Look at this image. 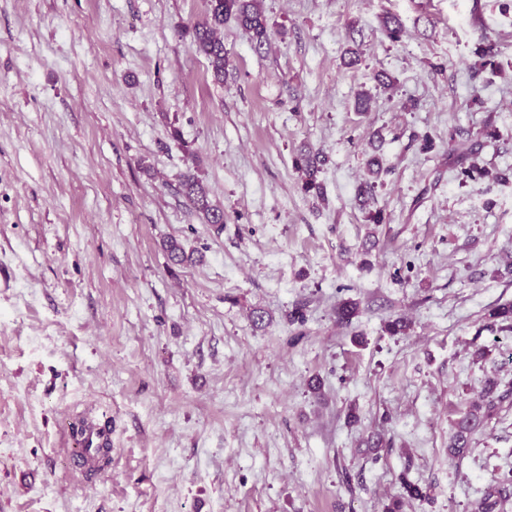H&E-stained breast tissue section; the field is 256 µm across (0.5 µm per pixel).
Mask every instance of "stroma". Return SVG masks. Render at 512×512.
Here are the masks:
<instances>
[{
  "instance_id": "obj_1",
  "label": "stroma",
  "mask_w": 512,
  "mask_h": 512,
  "mask_svg": "<svg viewBox=\"0 0 512 512\" xmlns=\"http://www.w3.org/2000/svg\"><path fill=\"white\" fill-rule=\"evenodd\" d=\"M208 8L0 0V512H383L405 481L402 512H472L512 470V398L448 458L486 380L512 391V0H262L270 48L225 23L220 83ZM375 132L380 226L356 199ZM457 143L491 177L461 182ZM85 412L112 428L90 482ZM324 159L321 158L319 152L312 150L300 153L294 160V166L300 175L301 189L305 194L322 197L321 183L318 181V173ZM183 195L190 210L201 215L207 224L221 230L224 227V209L213 205L210 191L194 174L183 176Z\"/></svg>"
}]
</instances>
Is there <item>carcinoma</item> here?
Segmentation results:
<instances>
[{
	"label": "carcinoma",
	"instance_id": "1",
	"mask_svg": "<svg viewBox=\"0 0 512 512\" xmlns=\"http://www.w3.org/2000/svg\"><path fill=\"white\" fill-rule=\"evenodd\" d=\"M234 19L237 24L248 31L251 45L255 52L261 54L268 48L270 41V25L267 16L260 7L259 0H209L206 19L194 27V41L198 52L206 56L213 75L220 80L224 77L227 56L224 52V41L220 33L224 22ZM382 26L387 36L397 41L401 38L402 22L398 16L386 13L382 16ZM454 167L458 168L457 176L473 182L489 176L470 161V153L456 148L448 153ZM324 159L311 150L299 154L294 166L300 175L301 189L304 193L316 197L322 196L318 173ZM386 172L379 157L373 156L368 162L369 177L360 182L356 188L357 198L365 203L374 197L377 181ZM183 195L190 210L201 215L206 223L220 230L224 227V209L212 204L210 191L198 177L188 173L183 176ZM169 260L174 264H183L191 257L186 254L181 244L170 239L165 244ZM359 313V305L353 300H345L336 308V317L341 322H349ZM497 382L489 380L484 387L482 400L468 405L462 416L454 423L448 437V457L460 459L470 447L471 440L484 432L495 415L498 405L508 397V393H497ZM512 488V471L504 472L493 479V484L485 496L478 501L473 512H495ZM420 499L421 489L410 483L403 484V493L385 507V512H401L403 497Z\"/></svg>",
	"mask_w": 512,
	"mask_h": 512
}]
</instances>
